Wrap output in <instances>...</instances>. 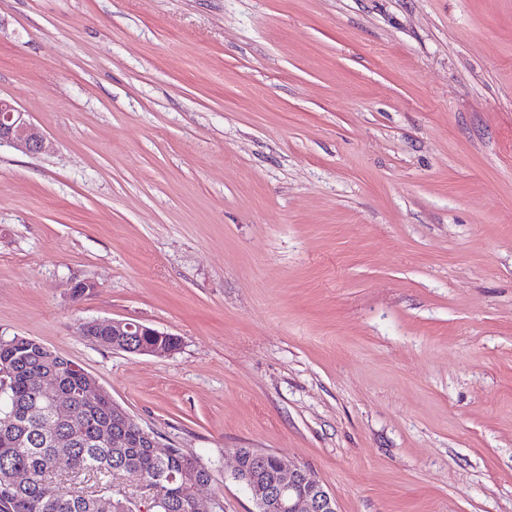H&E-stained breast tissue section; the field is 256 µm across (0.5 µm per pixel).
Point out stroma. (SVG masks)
I'll use <instances>...</instances> for the list:
<instances>
[{"label": "stroma", "mask_w": 512, "mask_h": 512, "mask_svg": "<svg viewBox=\"0 0 512 512\" xmlns=\"http://www.w3.org/2000/svg\"><path fill=\"white\" fill-rule=\"evenodd\" d=\"M0 96L52 144L0 147V335L199 456L202 512H255L238 448L512 512V0H0ZM89 327L97 328L95 332L90 330V334H96L99 335L96 336H87L86 330ZM100 329H106V332L104 334H100ZM82 331L83 333L93 340L94 342L102 345V346H109L114 350H120L117 346L119 343H123V346L129 351L128 353L132 352L133 354H146V355H153V356H163L168 355L173 352L172 349H169L167 344L157 345L155 347L151 348H143L138 347L135 348L134 345L131 343V340L129 336H133V343L136 346H139L140 344H144L145 346H153L158 342H167L169 343L173 348H176L178 346V341L173 340V338L168 339H162L160 340L158 336H173L171 334L158 331L157 329L150 328L148 326H145L143 324L139 323H133L123 320H115V319H94V320H87L82 324ZM130 341V343H125L124 341Z\"/></svg>", "instance_id": "obj_1"}]
</instances>
